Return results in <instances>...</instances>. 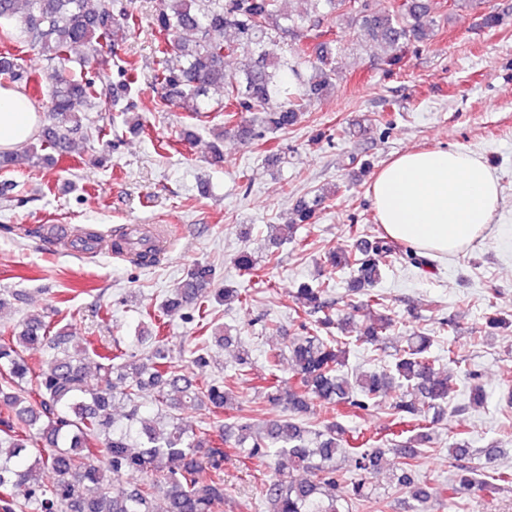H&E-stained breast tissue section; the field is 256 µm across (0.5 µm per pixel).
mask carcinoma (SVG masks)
I'll return each mask as SVG.
<instances>
[{
	"label": "carcinoma",
	"instance_id": "1",
	"mask_svg": "<svg viewBox=\"0 0 512 512\" xmlns=\"http://www.w3.org/2000/svg\"><path fill=\"white\" fill-rule=\"evenodd\" d=\"M379 0H304L297 16L281 9L279 0H162L153 25L158 37L154 54L161 69L155 80L164 90L161 101H173L187 117L202 121L211 112L205 97L212 88L224 89V126L216 138L233 131L244 141L262 140L269 133L293 126L311 99H324L336 85L325 18L339 11L351 26L386 46L389 65L403 62L408 51L419 50L434 35L436 20L430 0H398L376 7ZM136 25L134 14L117 7L116 0H0V41L28 47L44 57L48 123L38 134L41 156L31 146L0 152V170L33 169L52 164L70 152L73 135L82 128L80 108L106 94L118 97L134 89L139 72L134 63L114 61ZM505 16L490 10L478 26L497 29ZM289 40L288 50L280 42ZM81 48L85 54L71 57ZM245 50L246 63L234 72L224 59ZM120 80L109 83L110 70ZM23 90L32 76L10 50L0 52V82ZM252 114L248 121L244 113ZM328 194L321 191L295 209V222L281 227L279 241L296 240L297 226L311 224ZM298 241V240H296ZM298 245H307L306 240ZM111 250L128 256L134 265L160 262L158 245L118 230ZM404 256L419 269L428 259L388 236H375L359 252L328 249L321 264L332 272L355 273L351 292L363 294L366 306L386 308L385 296L370 289L395 256ZM216 270L196 263L180 287L163 302L150 322L195 307L197 320L208 316L211 299L248 303V295L224 287H208ZM330 280L299 284L294 293L295 313H303L302 334L288 344V357L266 358L269 374L259 388L280 413L262 421L238 415L221 425L226 410H236L234 386L229 380H198L181 369L162 336H149L145 326L137 335L95 346L78 345L74 336L51 332L46 315H28L16 324L0 325V512H14L24 499L31 512H155L162 495L165 512H216L224 505V460L275 458L278 465L267 479V512H353L365 503L388 507L389 495L373 481L383 470L387 453L403 459L391 471L390 489L408 495L412 512H429L431 502H455L482 480L476 470L461 464L470 457L468 441L456 436L448 447L458 462L455 476L436 487L415 483L413 468L422 449L434 444L432 426L448 404V374L436 369L430 353L433 339L415 335L386 366L360 372L350 380L342 371L350 348L380 346L392 331L393 319L377 314L358 336H336L339 318L325 300ZM38 347L49 356L47 368L30 365L26 352ZM95 357L97 384L89 386L86 362ZM291 366L294 384L282 391L277 375L282 362ZM177 394L208 409L213 432L187 430L173 414ZM395 395L393 416L403 440L390 447L375 445L373 437L352 436L340 423L343 417L366 413L378 401ZM336 411V418L310 429L300 420L311 401ZM156 408L154 418L144 409ZM350 461L355 477L343 479L337 460ZM301 467L310 477L295 479L290 470ZM50 469L55 481L47 485L41 473Z\"/></svg>",
	"mask_w": 512,
	"mask_h": 512
}]
</instances>
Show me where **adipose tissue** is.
Listing matches in <instances>:
<instances>
[{
    "label": "adipose tissue",
    "mask_w": 512,
    "mask_h": 512,
    "mask_svg": "<svg viewBox=\"0 0 512 512\" xmlns=\"http://www.w3.org/2000/svg\"><path fill=\"white\" fill-rule=\"evenodd\" d=\"M38 111L21 89L0 86V151L34 136ZM369 192L389 238L440 259L484 238L500 205L494 171L480 155L460 148L405 152L379 171Z\"/></svg>",
    "instance_id": "1"
}]
</instances>
